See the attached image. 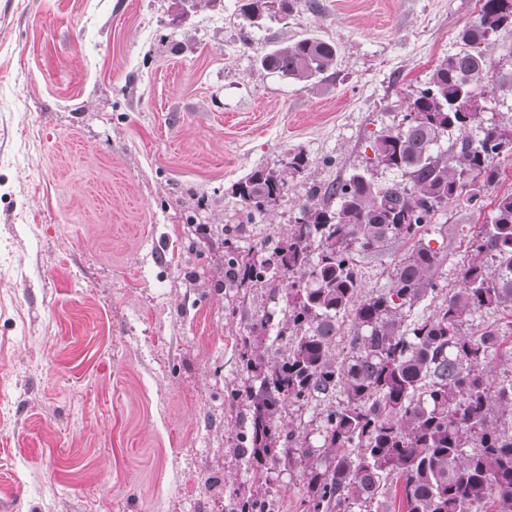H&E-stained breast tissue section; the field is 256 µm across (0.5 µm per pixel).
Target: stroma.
<instances>
[{
	"mask_svg": "<svg viewBox=\"0 0 512 512\" xmlns=\"http://www.w3.org/2000/svg\"><path fill=\"white\" fill-rule=\"evenodd\" d=\"M484 0H295L248 28L239 0H0V512H234L269 487L304 512L301 469L238 456L241 338L285 305L229 287L310 184L366 168ZM335 42L309 91L259 59ZM300 151L256 224L235 183ZM456 286L476 211L448 208ZM407 246L358 255L367 290ZM219 478L204 493L202 480Z\"/></svg>",
	"mask_w": 512,
	"mask_h": 512,
	"instance_id": "obj_1",
	"label": "stroma"
}]
</instances>
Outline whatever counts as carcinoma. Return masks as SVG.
<instances>
[{
	"instance_id": "1",
	"label": "carcinoma",
	"mask_w": 512,
	"mask_h": 512,
	"mask_svg": "<svg viewBox=\"0 0 512 512\" xmlns=\"http://www.w3.org/2000/svg\"><path fill=\"white\" fill-rule=\"evenodd\" d=\"M293 0H246L250 23L285 14ZM512 35V0H484L459 34L462 49L442 59L412 99L403 122L377 136V164L400 180L380 185L370 170L309 187L299 216L264 260L230 252L231 285L268 288L288 309L273 341L282 359L257 353L244 359L248 446L239 454L258 464L272 455L292 469L314 456L302 485L306 512H386L381 498L401 494V512H512V377L488 370L512 324L468 332L477 313L512 312V189L498 194L477 234L476 254L457 287L444 291L436 271L448 238L436 214L453 205L480 209L512 159V132L484 116L473 100L489 83L512 93V70L495 72L479 45ZM336 45L305 36L282 43L261 67L314 90L336 66ZM307 167L290 153L281 167H257L235 185L247 223L284 194L287 175ZM409 245L388 288L367 291L356 254L378 255ZM446 292L431 312L430 295ZM350 319L353 334L345 335ZM266 317L251 326L248 343L265 347ZM349 350L335 353L336 343ZM328 402L318 430L281 424L290 406ZM237 512H279L269 490L238 502Z\"/></svg>"
}]
</instances>
